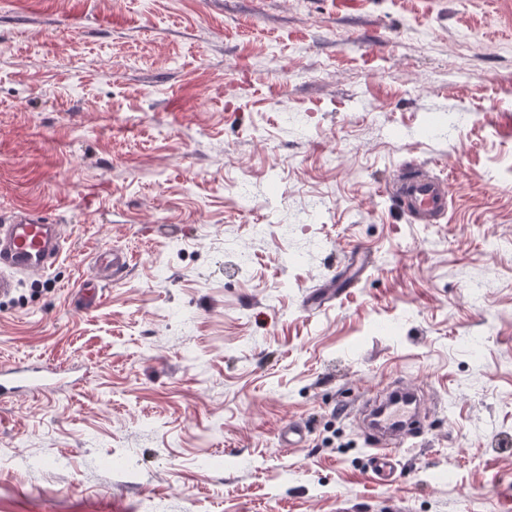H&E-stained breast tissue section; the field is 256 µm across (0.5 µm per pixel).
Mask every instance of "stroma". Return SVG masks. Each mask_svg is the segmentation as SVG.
<instances>
[{
  "label": "stroma",
  "instance_id": "1",
  "mask_svg": "<svg viewBox=\"0 0 512 512\" xmlns=\"http://www.w3.org/2000/svg\"><path fill=\"white\" fill-rule=\"evenodd\" d=\"M407 162L440 223L385 194ZM21 209L66 246L0 364L87 380L0 400V512H512V0H0ZM392 381L425 428L380 482L347 403ZM386 193L414 223H435L448 215L449 184L425 166L397 169ZM96 263L103 276L115 278L127 268L129 258L123 250L109 249L98 256Z\"/></svg>",
  "mask_w": 512,
  "mask_h": 512
}]
</instances>
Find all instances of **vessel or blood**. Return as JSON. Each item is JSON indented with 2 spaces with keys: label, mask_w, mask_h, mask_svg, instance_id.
<instances>
[{
  "label": "vessel or blood",
  "mask_w": 512,
  "mask_h": 512,
  "mask_svg": "<svg viewBox=\"0 0 512 512\" xmlns=\"http://www.w3.org/2000/svg\"><path fill=\"white\" fill-rule=\"evenodd\" d=\"M386 193L412 221L430 224L448 214L449 184L426 167L397 169ZM64 244L60 225L38 220L26 211L14 212L0 222V297L14 292L17 273L50 270L58 262ZM96 263L103 276L114 278L127 268L129 258L123 250L111 249L100 254ZM61 384L57 369L38 362L0 366V396L4 398L19 394L49 396ZM418 398L414 388L405 386L382 404H368V411L374 415L371 465L375 478L389 479L394 472L393 450L407 446L417 436Z\"/></svg>",
  "instance_id": "obj_1"
}]
</instances>
